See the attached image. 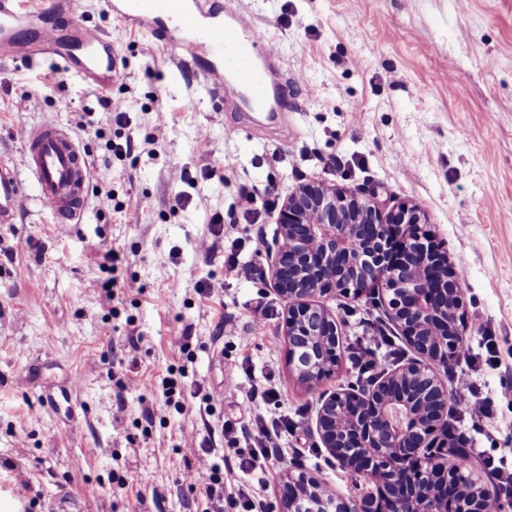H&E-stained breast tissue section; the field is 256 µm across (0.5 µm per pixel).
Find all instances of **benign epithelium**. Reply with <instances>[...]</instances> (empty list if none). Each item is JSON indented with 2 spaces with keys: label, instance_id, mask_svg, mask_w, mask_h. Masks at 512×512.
Here are the masks:
<instances>
[{
  "label": "benign epithelium",
  "instance_id": "7a95c632",
  "mask_svg": "<svg viewBox=\"0 0 512 512\" xmlns=\"http://www.w3.org/2000/svg\"><path fill=\"white\" fill-rule=\"evenodd\" d=\"M409 204L386 210L372 190L306 184L281 205L272 255L276 291L288 299L289 373L309 388L335 371L341 340L333 315L314 298L361 296L380 304L416 356L370 391H333L316 431L330 459L376 491L344 497L298 466L280 476L276 512H487L495 485L479 463L448 468V370L463 348L467 302L448 256L421 231Z\"/></svg>",
  "mask_w": 512,
  "mask_h": 512
}]
</instances>
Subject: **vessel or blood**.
<instances>
[{"label":"vessel or blood","mask_w":512,"mask_h":512,"mask_svg":"<svg viewBox=\"0 0 512 512\" xmlns=\"http://www.w3.org/2000/svg\"><path fill=\"white\" fill-rule=\"evenodd\" d=\"M67 22L79 27L67 47H60L56 28H44L37 41L17 38L18 29L35 21L42 0H0V54L30 61L54 54L67 68L100 76L114 67L112 43L101 29L80 25L83 0H55ZM112 15L127 25L150 32L154 42L172 45L184 63L194 65L216 92L235 84L251 110H265L281 87L278 49L241 11L224 0H110ZM24 166L0 158V223H13L27 187L58 223H79L87 202L92 169L71 133L47 121L22 136Z\"/></svg>","instance_id":"obj_1"}]
</instances>
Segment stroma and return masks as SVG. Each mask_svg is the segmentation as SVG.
<instances>
[{
    "label": "stroma",
    "instance_id": "obj_1",
    "mask_svg": "<svg viewBox=\"0 0 512 512\" xmlns=\"http://www.w3.org/2000/svg\"><path fill=\"white\" fill-rule=\"evenodd\" d=\"M85 2L117 59L110 111L93 78L53 56L0 59V156L22 166V129L51 118L92 170H110L109 183L92 179L80 223L59 228L32 191L14 222L0 223V512H207L204 493L181 480L207 438L231 461L224 512H238L242 488L271 512L292 466L341 495L371 491L329 460L315 428L320 396L365 387L349 360L363 344L360 319L392 339L378 351L382 371L414 351L372 296H327L341 363L321 389L291 378L288 301L273 287L269 251L284 199L309 181L373 189L386 207L425 213L464 269L469 314L482 317L464 330L472 361L443 376L466 372L475 384L451 391L448 420L465 448L497 447L512 469V0H242L281 50L288 111L273 126L240 119L234 133L238 90L214 93L171 46L124 26L104 0ZM128 139L130 154L108 152ZM175 168L189 182L173 184ZM243 187L249 214L237 205ZM204 237L213 252L199 251ZM111 248L124 260L108 271ZM230 250L253 279L228 270ZM259 319L266 329L252 333ZM166 377L221 399L166 404ZM477 397L493 415L476 430ZM275 422L282 445L266 473L240 470L222 426Z\"/></svg>",
    "mask_w": 512,
    "mask_h": 512
}]
</instances>
